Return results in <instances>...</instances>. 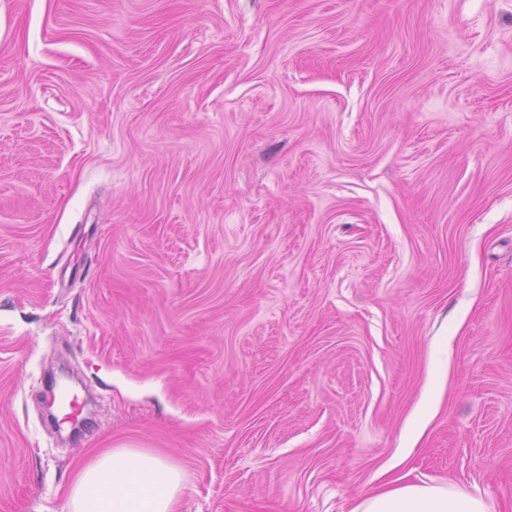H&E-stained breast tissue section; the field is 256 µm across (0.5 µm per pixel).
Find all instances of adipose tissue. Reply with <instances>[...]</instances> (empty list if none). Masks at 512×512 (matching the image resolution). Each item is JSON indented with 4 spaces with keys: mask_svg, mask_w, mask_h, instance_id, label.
<instances>
[{
    "mask_svg": "<svg viewBox=\"0 0 512 512\" xmlns=\"http://www.w3.org/2000/svg\"><path fill=\"white\" fill-rule=\"evenodd\" d=\"M186 472L147 448H106L77 469L64 512H177ZM352 512H488L477 494L455 485L396 478L363 496Z\"/></svg>",
    "mask_w": 512,
    "mask_h": 512,
    "instance_id": "ef3b65f1",
    "label": "adipose tissue"
}]
</instances>
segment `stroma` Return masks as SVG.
Segmentation results:
<instances>
[{
    "mask_svg": "<svg viewBox=\"0 0 512 512\" xmlns=\"http://www.w3.org/2000/svg\"><path fill=\"white\" fill-rule=\"evenodd\" d=\"M0 18V512L102 448L182 465L179 512H512V0ZM49 401L66 409L67 412L62 419L64 422L72 423L77 420L80 412L79 398L77 395H72L66 387L61 386L56 392L52 391L49 395ZM388 481L376 491L363 496L352 512H488L485 501L465 488L448 483L428 485Z\"/></svg>",
    "mask_w": 512,
    "mask_h": 512,
    "instance_id": "35a3bbf8",
    "label": "stroma"
}]
</instances>
